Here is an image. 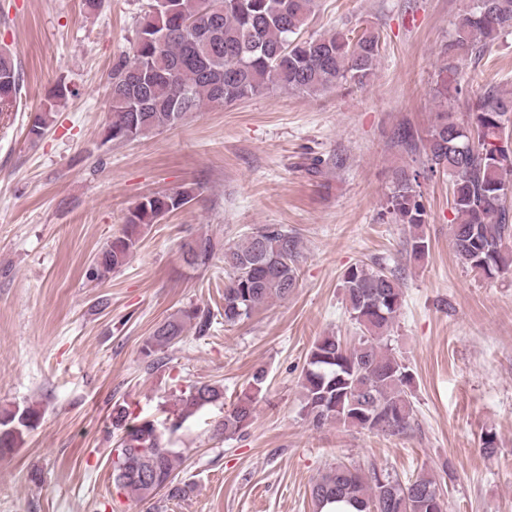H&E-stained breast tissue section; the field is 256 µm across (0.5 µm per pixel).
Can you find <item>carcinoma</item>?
Returning a JSON list of instances; mask_svg holds the SVG:
<instances>
[{"mask_svg": "<svg viewBox=\"0 0 512 512\" xmlns=\"http://www.w3.org/2000/svg\"><path fill=\"white\" fill-rule=\"evenodd\" d=\"M314 6L315 0H150L132 54L119 57L108 73L110 120L104 142L143 139L176 127L210 104L249 99L275 86L312 94L343 81L369 85L380 54L379 35L365 31L352 39L337 31L303 39L300 33ZM509 29L512 0H474L455 38L440 50L443 66L433 87L438 110L425 135L405 125L394 133L405 152H424L429 172L448 174L457 215L452 226L456 255L485 278L512 269V203L507 201V191H512V89L492 86L467 99L464 119L456 117L448 99L463 92L457 81L458 57ZM67 92L59 88L34 116L31 136L43 135L53 122L55 100ZM19 93L18 62L0 52V108L12 106ZM419 177L416 170H397L388 198L389 213L413 229L408 246L416 259L430 250L420 231L427 213L416 190ZM198 194V186L187 184L144 197L88 276L99 282L110 279L137 252L148 226ZM299 254L297 237L281 224H262L225 249L230 276L224 284V325L249 318L272 298L288 297L297 284ZM184 256L193 268L208 266L211 239L187 242ZM343 289L362 336L344 344L328 335L312 345L302 370L303 415L317 428L343 422L401 433L413 415L411 377L390 348L388 332L402 307V283L382 268L355 265L345 272ZM192 321L204 332L211 324L210 313L189 308L156 325L142 347L148 367L161 361L158 354L183 341ZM266 381V370H255L247 388L213 426V436L230 439L251 426ZM222 403V386L197 382L181 392L161 426L126 406H115L112 426L121 433L110 451L115 487L145 506V512H162V499L185 498L193 485L180 477L183 455L172 447V438L198 411ZM40 418L33 405L1 410L0 456L21 447ZM441 492L436 478L424 471L402 481L343 462L319 475L309 490L317 512L335 502L348 504L354 512H443Z\"/></svg>", "mask_w": 512, "mask_h": 512, "instance_id": "1", "label": "carcinoma"}]
</instances>
